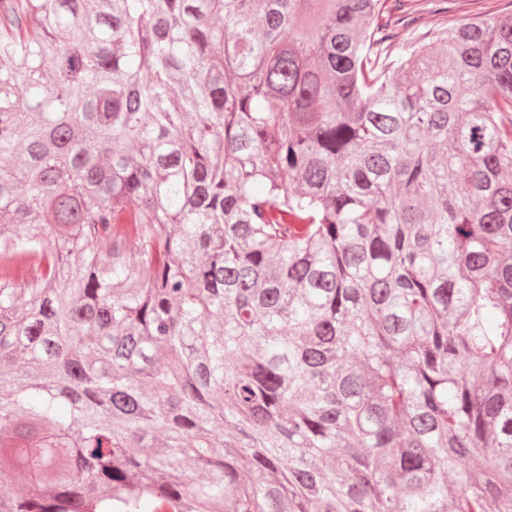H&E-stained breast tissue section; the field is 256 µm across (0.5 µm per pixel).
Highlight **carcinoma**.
<instances>
[{"label": "carcinoma", "mask_w": 512, "mask_h": 512, "mask_svg": "<svg viewBox=\"0 0 512 512\" xmlns=\"http://www.w3.org/2000/svg\"><path fill=\"white\" fill-rule=\"evenodd\" d=\"M425 13L0 0V512H512V12Z\"/></svg>", "instance_id": "cac0c4a2"}]
</instances>
